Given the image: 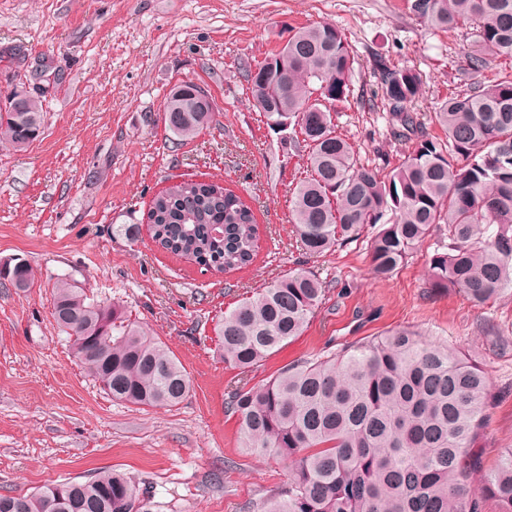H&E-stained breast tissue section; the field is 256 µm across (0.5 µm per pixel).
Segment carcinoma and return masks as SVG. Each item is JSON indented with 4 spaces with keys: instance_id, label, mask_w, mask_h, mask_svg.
<instances>
[{
    "instance_id": "1",
    "label": "carcinoma",
    "mask_w": 512,
    "mask_h": 512,
    "mask_svg": "<svg viewBox=\"0 0 512 512\" xmlns=\"http://www.w3.org/2000/svg\"><path fill=\"white\" fill-rule=\"evenodd\" d=\"M426 23L475 31L476 49L460 70L471 77L434 111L444 137L422 135L410 106L419 75L376 60L393 134L415 146L386 177L358 163L316 97H347L355 56L330 23L301 27L288 50L240 68L271 129L302 136L308 177L290 199L292 223L307 254L319 256L380 225L370 240L373 274L387 278L412 250L447 225L448 243L435 253L429 287L455 289L477 306L512 288V79H479L492 57L512 58V0H408ZM196 83L175 85L164 106L165 128L179 141L212 124L210 99ZM44 128L43 100L25 111L0 107V143L25 149ZM391 216L388 223L385 216ZM153 241L211 273L250 266L259 249L251 207L234 191L206 180L181 179L159 191L145 213ZM7 279L31 288L28 262ZM311 270L290 271L242 299L217 322L224 362L248 375L300 336L325 299ZM51 315L75 359L100 389L127 404H180L191 381L184 367L139 321L112 301H98L67 277L52 285ZM488 371L459 352L396 328L348 349L280 369L269 380L233 390L227 409L238 418L244 448L289 463L288 487L261 512H482L497 502L512 512V449L481 473L470 454L490 406ZM481 474L479 484L474 475ZM151 496L112 469L84 481L49 484L27 494H0V512H155Z\"/></svg>"
}]
</instances>
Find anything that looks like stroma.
<instances>
[{
	"instance_id": "stroma-1",
	"label": "stroma",
	"mask_w": 512,
	"mask_h": 512,
	"mask_svg": "<svg viewBox=\"0 0 512 512\" xmlns=\"http://www.w3.org/2000/svg\"><path fill=\"white\" fill-rule=\"evenodd\" d=\"M328 22L356 63L351 93L332 102L336 132L359 163L387 174L411 141L394 138L384 106L362 105L374 63L420 74L414 106L432 114L468 83L458 64L472 32L436 30L405 0H0V94L23 87L44 101L45 128L23 151L0 145V260L32 264L33 288L0 279V494L30 493L99 468L131 477L158 512H259L288 484V466L242 447L229 392L284 366L408 327L486 368L495 404L474 452L491 466L512 448V293L476 307L433 291L426 238L387 279L371 273L360 238L312 257L290 221L305 175L292 131L270 129L239 74L280 48L293 27ZM210 95L215 120L183 143L163 106L178 83ZM223 183L256 214L260 249L246 269L213 275L163 251L142 224L167 179ZM135 224V239L113 225ZM294 269L329 291L301 336L242 377L227 367L214 327L224 312ZM66 276L124 306L190 376L172 408L125 404L101 391L72 356L51 315Z\"/></svg>"
}]
</instances>
